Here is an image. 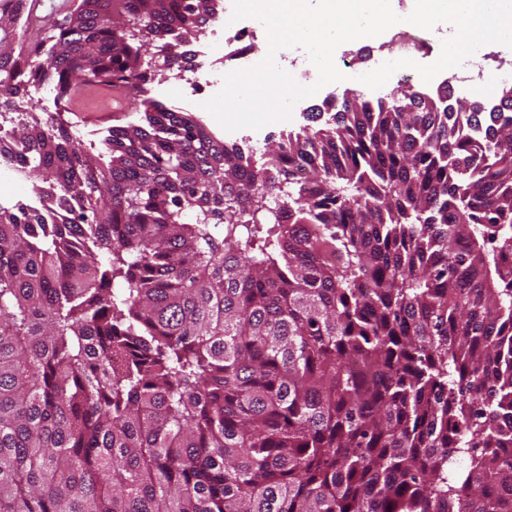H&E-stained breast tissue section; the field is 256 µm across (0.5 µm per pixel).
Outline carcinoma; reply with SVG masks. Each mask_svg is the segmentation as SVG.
I'll return each mask as SVG.
<instances>
[{"label":"carcinoma","instance_id":"carcinoma-1","mask_svg":"<svg viewBox=\"0 0 512 512\" xmlns=\"http://www.w3.org/2000/svg\"><path fill=\"white\" fill-rule=\"evenodd\" d=\"M33 2L0 0V155L51 216L0 205V512H512V113L349 88L259 162L147 97L204 0L21 43ZM93 84L139 114L96 154L29 100Z\"/></svg>","mask_w":512,"mask_h":512}]
</instances>
